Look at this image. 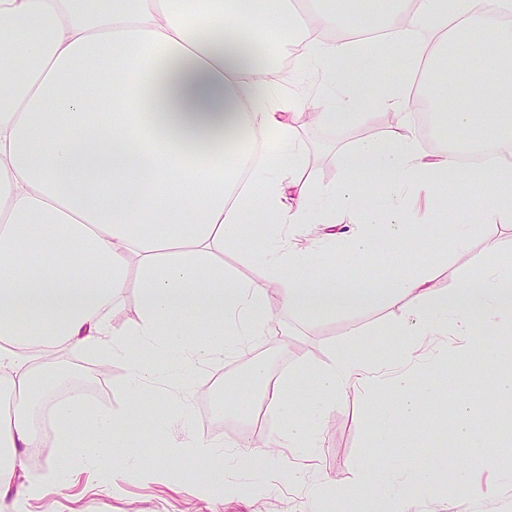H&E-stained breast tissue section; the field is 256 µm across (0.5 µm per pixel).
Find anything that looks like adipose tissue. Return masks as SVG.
Masks as SVG:
<instances>
[{"instance_id": "obj_1", "label": "adipose tissue", "mask_w": 512, "mask_h": 512, "mask_svg": "<svg viewBox=\"0 0 512 512\" xmlns=\"http://www.w3.org/2000/svg\"><path fill=\"white\" fill-rule=\"evenodd\" d=\"M344 16L324 0H0V24H34L20 49L0 48V512H29L30 500L60 476L97 465L119 476L140 472L123 454L142 416L143 389L175 359L205 363L243 353L252 336H272L270 296L224 268L216 256L236 246L252 210L269 224L304 227L309 200L320 194L326 223H352L343 248L377 250L360 232L386 225L391 241L416 217L405 195L448 208L444 188L466 171L465 157L485 160L480 222L512 219V0H397L384 35H374L370 0H347ZM304 33L302 58L324 79L348 89L343 103L284 91L269 78L268 60L286 34ZM481 41L463 73L441 85L436 111L445 115L444 145L422 152L402 127L381 144L363 140L350 151L347 178L316 188L300 175L301 142L289 115L315 112L335 122L345 112L410 111L406 96L372 90L377 60L411 45L409 72L446 69L450 36ZM246 130L244 148L224 140ZM275 140L279 153L254 162L257 146ZM368 172L389 205L366 210L356 177ZM140 275V321L115 330L109 318L125 296L130 267ZM433 272L391 266L374 282L329 276L289 282L282 306L307 315L360 308L372 298L412 296L392 324L405 358L421 337L447 330L480 332L482 317L512 311V288L482 281L451 293L432 286ZM76 347L129 364L128 407L106 412L84 395L58 398L39 386L45 360ZM251 374L277 430L269 447L248 450L264 459L286 447L306 457L316 448L315 423L362 383L367 359L340 356L316 369L298 389L293 377L271 379L265 362ZM393 387L401 413L412 419L434 405L439 387L412 384L399 372ZM303 392L310 418L293 419V395ZM54 434L59 453L33 467L28 449ZM168 457L149 477L170 478L182 451L205 472L208 492L227 486L218 444L185 436L169 441ZM381 468L343 489L356 512H388L394 489Z\"/></svg>"}]
</instances>
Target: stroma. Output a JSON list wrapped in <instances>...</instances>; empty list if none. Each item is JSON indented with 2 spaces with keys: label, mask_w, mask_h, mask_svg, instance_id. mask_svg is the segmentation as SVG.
I'll list each match as a JSON object with an SVG mask.
<instances>
[{
  "label": "stroma",
  "mask_w": 512,
  "mask_h": 512,
  "mask_svg": "<svg viewBox=\"0 0 512 512\" xmlns=\"http://www.w3.org/2000/svg\"><path fill=\"white\" fill-rule=\"evenodd\" d=\"M305 143L302 173L306 180L320 187H332L346 178L348 152L362 137L380 141L392 137L398 124L392 113H376L370 122L351 120L336 125H320L303 114L291 118ZM406 206L418 218L406 250L395 251L394 260H405L408 268L432 266L434 284L442 291L463 287L467 279L481 276L478 264L486 242L499 246L489 263L497 277L512 283V222L474 223L481 210L479 197H469L462 209H449L443 220H436L424 199L409 198ZM322 205L313 201L312 224L308 239L315 247L309 260L285 277L272 274L255 246L263 241L284 236L281 228H272L258 220L243 224V245L225 248L221 259L225 268L257 288L276 293L284 279L313 281L335 273L359 281H371L384 271L379 253L359 257L327 245L322 225ZM470 225L469 247L449 244L443 236L442 225ZM394 309L387 304L371 305L355 313H339L328 317L298 316L295 312L271 301L270 313L274 322L285 328L287 337L259 336L245 354L230 355L222 363H187L178 374L190 383V402L193 412L188 420L189 431L198 438L223 443L225 454L231 455L242 446L260 448L275 432V421H267L259 433L247 436L216 423L200 421V407H212L217 395L234 394L237 402L221 405L222 418L238 419L239 406L253 402L259 386L248 368L250 358L266 360L273 375L288 373L308 386L310 369L329 363L340 355L357 356L363 352L383 360L392 359L401 345L394 336L391 323ZM475 337L455 334L426 337L416 351L412 363L414 380L442 382L447 370L455 372V395L467 402L474 415H481L489 394L501 379L512 372L502 362L473 368L460 357L464 346L475 344ZM64 359L72 362L81 373L101 376L102 386L89 395L92 403L120 409L126 402L125 383L128 363L121 358L103 360L90 352L68 349ZM389 385L377 382L349 390L341 402L329 409L317 424L318 447L312 459L303 461L302 482L288 476L289 461L272 456L251 465L225 468L231 491L223 497L207 495L200 485V475L191 457H183L182 478L173 481H150L138 475H128L119 483L100 478L87 471L68 476L50 486L39 498L32 500L31 512H304L308 500H316L321 512H350V503L341 500L337 487L354 483L364 466L391 459L388 479L400 494L398 512H512V399L496 400L493 443L496 455L493 463L481 461L462 440L457 431L459 416L447 397H440L436 416V432H429L427 420L412 423L399 413L398 402H391L383 412H376L372 402ZM386 431L391 447H376L372 437L376 431ZM409 440L413 445L414 462L406 464L395 458L393 444ZM464 460L474 478L471 490L455 492L448 472L447 449ZM435 464L434 481L415 487L414 465Z\"/></svg>",
  "instance_id": "stroma-1"
}]
</instances>
